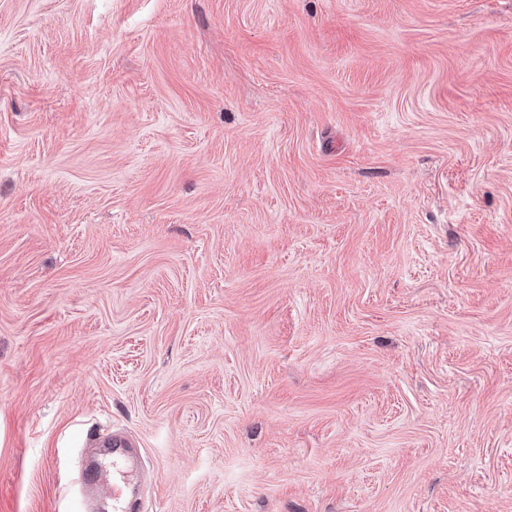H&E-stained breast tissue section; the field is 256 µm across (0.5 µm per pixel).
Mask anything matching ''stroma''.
<instances>
[{
    "mask_svg": "<svg viewBox=\"0 0 512 512\" xmlns=\"http://www.w3.org/2000/svg\"><path fill=\"white\" fill-rule=\"evenodd\" d=\"M512 512V0H0V512ZM100 448H90L92 455L83 463L78 483L87 511H93L92 500L103 490L112 488L113 512H137L142 504L137 490L144 478L138 466V455L132 441L120 434L103 443ZM103 447V448H102ZM112 455V470L102 462V457Z\"/></svg>",
    "mask_w": 512,
    "mask_h": 512,
    "instance_id": "stroma-1",
    "label": "stroma"
}]
</instances>
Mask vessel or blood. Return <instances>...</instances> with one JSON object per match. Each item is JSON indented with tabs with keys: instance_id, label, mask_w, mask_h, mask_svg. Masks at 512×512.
<instances>
[{
	"instance_id": "vessel-or-blood-1",
	"label": "vessel or blood",
	"mask_w": 512,
	"mask_h": 512,
	"mask_svg": "<svg viewBox=\"0 0 512 512\" xmlns=\"http://www.w3.org/2000/svg\"><path fill=\"white\" fill-rule=\"evenodd\" d=\"M143 478L132 441L117 434L93 449L80 469L78 483L85 502L107 489L112 493V512H140L137 490Z\"/></svg>"
}]
</instances>
